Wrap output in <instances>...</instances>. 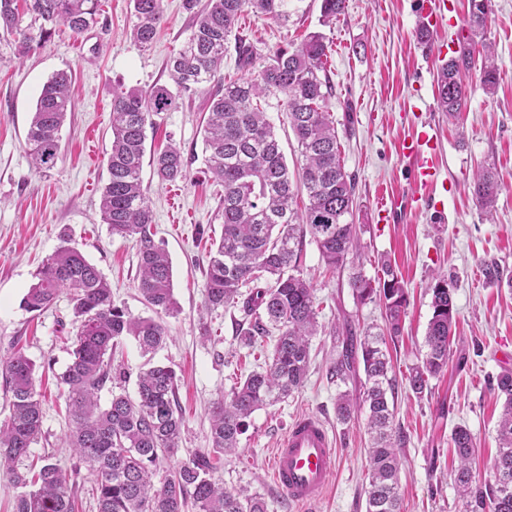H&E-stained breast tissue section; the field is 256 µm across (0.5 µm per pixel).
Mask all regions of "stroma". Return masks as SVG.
Listing matches in <instances>:
<instances>
[{"instance_id":"stroma-1","label":"stroma","mask_w":512,"mask_h":512,"mask_svg":"<svg viewBox=\"0 0 512 512\" xmlns=\"http://www.w3.org/2000/svg\"><path fill=\"white\" fill-rule=\"evenodd\" d=\"M424 3L347 0L336 24L324 27L321 0H293L287 25L248 10L238 23L257 49L258 70L278 47L299 45L311 32L324 35L325 70L333 88L328 108L344 167L355 178L354 221L362 227L357 256L333 271L315 242L305 240L300 271L312 285L319 324L307 381L292 396L256 410L236 453L222 458L213 473L226 488L260 494L269 512H365L369 441L364 422L345 424L336 416L337 394H358L364 379L337 381L331 365L338 333L348 328L378 333L385 327L381 303L359 302L349 286L354 272L376 277L381 257L394 264L409 299L402 334L387 344L397 380L395 423L408 438L399 483L404 512H465L452 475L456 426H466L474 436L477 484L495 481L503 403L496 378L512 370V0H491L484 28L483 38L497 55V90L487 95L480 70L472 69L467 106L456 119L437 108L436 74L445 54L457 51L467 35L469 0H445V18L427 45L416 36ZM163 8L156 40L145 51L129 39V0H101L97 26L78 37L58 28L23 61L15 55L13 37L0 35V359L19 348L35 362L45 416L33 455H52L67 470L76 469L77 458L66 446L70 422L58 376L70 361L71 306L63 294L48 309L31 313L23 298L37 267L65 232L104 274L115 306L135 316L151 314L136 290L135 243L111 234L101 219L100 198L112 144L113 89L145 90L168 82L167 59L191 34L183 0H163ZM61 69L73 72L74 107L61 130L57 163L39 171L30 163L26 134L43 84ZM210 92L206 86L184 99L147 133L148 151L171 142L182 148L189 159L185 179L162 184L151 167L142 171L155 240L171 260L180 306L177 315L163 317L169 339L151 358L175 369L184 421L178 452L160 462L163 474L209 451L212 403L229 396L251 372L263 370L274 344L269 336L251 347L240 345L241 307L203 309L210 242L224 230L218 215L224 187L206 174L202 144ZM426 123L436 131L437 181L424 188L397 146ZM481 168L491 169L501 185L490 219L469 191ZM381 192L390 200L415 194L420 204L402 222L388 223L379 214ZM489 265L499 267L501 282L486 279ZM439 274L453 283L457 325L447 372L431 379L429 394L419 397L405 377L424 352L432 314L428 287ZM301 414L326 425L339 457L323 499L304 508L286 506L271 468L279 439Z\"/></svg>"}]
</instances>
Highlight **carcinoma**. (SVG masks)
I'll list each match as a JSON object with an SVG mask.
<instances>
[{"label":"carcinoma","instance_id":"cac0c4a2","mask_svg":"<svg viewBox=\"0 0 512 512\" xmlns=\"http://www.w3.org/2000/svg\"><path fill=\"white\" fill-rule=\"evenodd\" d=\"M0 0V29L15 36V52L23 59L47 42L59 26L80 36L97 25L100 0ZM292 0H184L193 30L186 44L170 56L172 84L155 83L143 91L118 88L112 93V146L107 159L108 181L101 193V217L113 234L135 241L138 253L137 290L142 302L158 315L174 316L180 308L173 294L172 266L154 240L153 212L143 189L142 169L146 129L156 118L179 107V100L217 83L207 101L203 151L208 170L224 184L221 209L224 234L210 255L205 308L215 310L236 303L240 289L250 288L242 310L248 327L238 331L240 342L251 346L278 330L270 362L251 372L230 397L213 403L210 414V453L157 478V463L179 449L183 418L177 401L178 379L165 365L141 371L136 396L111 393L100 404L107 386L126 379L112 367V352L131 338L144 354L166 343L162 322L134 317L112 304V288L101 271L76 247L61 245L37 269L36 282L23 299L29 312L50 307L66 293L77 324L71 361L59 375L71 417L68 447L80 463L96 475L93 496L97 512H267L264 499L246 488L227 489L212 473L211 456L235 452L246 420L257 409L271 406L299 390L307 378L310 340L318 322L313 288L301 276L305 237L317 244L325 264L336 269L358 251L361 228L353 224L355 179L341 162L337 131L328 108L331 87L325 75L328 45L318 32L297 47H279L255 76L229 82L220 77L229 38L235 39L238 67L252 66L254 46L235 33L241 14L249 9L279 23L288 22ZM346 0H322L320 22L333 24L345 12ZM129 37L148 50L163 19V0H130ZM490 0H470L466 24L471 32L484 29ZM29 22L23 23V15ZM474 50L470 40L437 72V104L455 118L467 106V74ZM498 66L485 49L481 79L486 93H495ZM72 74L55 73L42 87L27 131V145L35 169L55 166L60 153L59 132L72 109ZM286 96L289 124L301 157V182L307 203L298 208L288 169L261 99ZM153 175L164 182L186 176L187 161L173 144L151 158ZM500 186L493 173L480 170L471 184L479 207L492 214ZM381 275L372 279L354 274L349 282L358 301H379L385 309L386 334L348 330L340 340L332 373L347 380L362 365L363 392L336 398V415L349 423L365 416L370 437L367 449L366 512H402L398 490L400 450L407 436L394 423L395 394L387 340L402 334L407 306L404 282L390 261L378 259ZM432 316L427 324L420 363L405 378L410 390L422 395L430 379L448 370L449 342L457 311L448 277L429 286ZM11 392L9 414L0 422V473L18 490L13 512H76L72 476L59 464L46 461L39 469L22 471L31 448L42 434L44 412L36 390V365L17 350L0 361ZM497 390L505 396L498 424L495 483L476 484L472 472L475 441L462 425L451 433L457 466L454 483L467 512H512V371L497 376Z\"/></svg>","mask_w":512,"mask_h":512}]
</instances>
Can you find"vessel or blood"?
Returning <instances> with one entry per match:
<instances>
[{
  "instance_id": "1",
  "label": "vessel or blood",
  "mask_w": 512,
  "mask_h": 512,
  "mask_svg": "<svg viewBox=\"0 0 512 512\" xmlns=\"http://www.w3.org/2000/svg\"><path fill=\"white\" fill-rule=\"evenodd\" d=\"M435 140L431 125H423L415 139L402 143L415 180L433 183L436 172L431 163ZM338 470V453L325 424L316 416L296 417L279 440L273 454L272 473L276 486L295 505L319 502L328 482Z\"/></svg>"
}]
</instances>
